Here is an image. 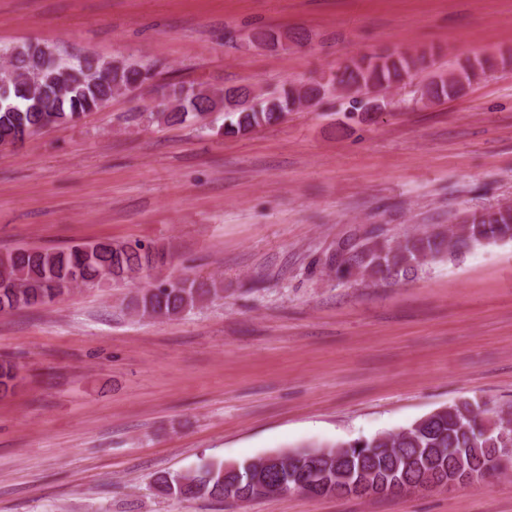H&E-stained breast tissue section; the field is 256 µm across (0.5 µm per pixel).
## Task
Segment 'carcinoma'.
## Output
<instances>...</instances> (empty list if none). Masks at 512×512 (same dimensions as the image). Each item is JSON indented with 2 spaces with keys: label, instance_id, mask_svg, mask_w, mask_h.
<instances>
[{
  "label": "carcinoma",
  "instance_id": "1",
  "mask_svg": "<svg viewBox=\"0 0 512 512\" xmlns=\"http://www.w3.org/2000/svg\"><path fill=\"white\" fill-rule=\"evenodd\" d=\"M32 45L16 46L5 51L15 61L7 83L0 84V144L12 142L22 130L39 124L47 117L57 122H74L81 114L96 110L114 93H124L151 77L142 66L124 62L114 64L95 57L37 61L41 77L31 71L34 62ZM430 61L423 53H398L376 60L355 61L340 75L320 77L310 83L284 88L239 107L225 101L224 93L194 89L182 82H166L163 94L180 101L174 112L159 113V120L176 123L192 113L222 111L229 119L227 133H248L273 124L289 112L300 108L301 100H315L329 85L339 84L347 90L367 92L391 88L415 74L426 71ZM495 67L490 58H476L460 69L440 75L426 88L427 99L450 98L479 73ZM512 240V208L469 213L460 218L456 228L444 231L407 234L395 244L368 238L359 248L340 249L336 271L362 279L399 282L415 274L428 262L456 258L491 241ZM95 259L86 261L82 246L65 249L16 248L0 252V312H12L43 304L39 296L52 291L46 284L47 271L76 273L84 284L103 280L108 273L114 279L149 275L166 264L164 251L139 244H113L98 241L93 245ZM157 293H143L132 308L143 316H178L209 296L223 291V282H199L183 277L176 284H156ZM18 367L11 360L0 361V398L13 395L19 385ZM512 413L490 412L477 401L462 400L445 405L396 433H377L338 441L343 448L342 461L322 460L295 448L298 458L292 471L284 465H271L257 475L262 486L281 483L294 485L290 477L300 473L328 487L336 497L380 498L393 493L391 485L402 479L418 484L425 479L446 480L459 471L470 481H479L484 473H501L512 467ZM235 477L224 473V462H206L184 477L159 476L157 490L177 497L224 498V486Z\"/></svg>",
  "mask_w": 512,
  "mask_h": 512
}]
</instances>
